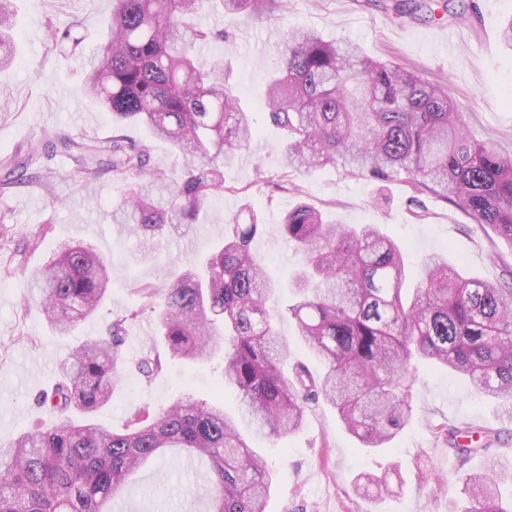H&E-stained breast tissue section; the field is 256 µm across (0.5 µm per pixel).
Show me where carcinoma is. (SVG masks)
<instances>
[{"mask_svg": "<svg viewBox=\"0 0 512 512\" xmlns=\"http://www.w3.org/2000/svg\"><path fill=\"white\" fill-rule=\"evenodd\" d=\"M204 0H112V16L86 58L82 91L112 117L117 133L102 140L84 133L48 138L22 160L3 162L0 192L58 149L78 173L96 181L112 172L135 179L112 209V222L130 224L145 248L167 225L196 218L224 191V161L256 135L221 62L206 66L196 47L209 32L193 17ZM233 19L272 17L280 0H222ZM430 8L394 0L401 18ZM14 0H0V69L15 59ZM57 48L77 49L78 26H47ZM271 124L288 132L282 167L298 173L341 164L354 174L387 182L406 174L416 192L431 194L490 228L512 247V155L470 135L448 87L429 83L398 64L367 56L312 29L288 28L280 62L266 93ZM136 123L170 143L183 161L175 185L146 169L148 148L118 133ZM250 206L227 220L224 239L203 260L161 291L148 283L136 293L157 312L165 354L136 363L151 380L164 357L204 363L224 354V384L237 395L234 418L219 404L181 399L150 413L140 409L122 431L96 424L93 413L112 400L124 364L127 325L139 307L112 315L105 333L77 347L59 366L60 380L37 402L61 419L0 445V512H112L127 477L166 448L207 460L212 512H266L272 474L238 429L279 439L298 430L306 406L324 400L363 448H384L411 418L417 365L445 368L469 380L502 412L512 411V288L465 277L446 254L425 258L413 293L398 241L374 224H327L319 209L298 202L280 230L301 255L288 288L290 308L307 350L324 366L316 377L303 365L286 377V344L266 308L274 291L251 251L261 233ZM106 259L88 244L67 245L33 279L36 302L52 329L68 334L98 311L110 290ZM448 454L465 462L485 455L491 433L473 439L463 427H437ZM459 497L448 512H512L502 483L512 464L494 458L479 472L457 475Z\"/></svg>", "mask_w": 512, "mask_h": 512, "instance_id": "obj_1", "label": "carcinoma"}]
</instances>
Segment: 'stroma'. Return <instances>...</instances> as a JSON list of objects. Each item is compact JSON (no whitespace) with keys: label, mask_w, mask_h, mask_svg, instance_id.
Segmentation results:
<instances>
[{"label":"stroma","mask_w":512,"mask_h":512,"mask_svg":"<svg viewBox=\"0 0 512 512\" xmlns=\"http://www.w3.org/2000/svg\"><path fill=\"white\" fill-rule=\"evenodd\" d=\"M389 0H287L288 21L312 28L325 39L352 40L371 57L390 59L415 70L423 80L444 83L467 114L472 135L497 140L512 154V47L502 39L512 21V0H477L479 14L464 22L425 17L399 23ZM15 62L0 70V83L12 90V112L0 120V159L24 151L57 133L87 132L111 137L106 112L84 98L79 87L82 63L107 24L111 0H16ZM58 28L79 25L86 39L63 55L45 37L47 23ZM197 25L227 29L226 40L199 45L200 61L224 60L242 103L258 131L249 149L224 167V191L213 196L197 221L167 233L154 251L112 223V208L129 189L125 176L110 173L84 181L71 160L48 161L50 189L28 181L0 194V445L21 434L43 430L55 418L34 404V396L51 389L59 365L86 339L100 335L114 312L135 303L137 284L169 287L191 263L206 255L224 236L227 219L251 205L264 228L253 243L267 275L277 288L268 306L278 316V330L288 342L289 363H304L320 373V363L305 349L288 307V282L300 257L284 240L279 224L296 202L315 204L330 224H383L394 232L417 263L444 253L466 275L512 287V246L441 199L413 196L408 180L379 184L326 165L286 177L281 166L283 132L269 124L263 98L278 61L283 23L278 20L230 21L221 0H206ZM130 141L147 145L149 165L171 181L182 177V161L149 129L130 124L122 129ZM83 242L95 246L112 263V292L97 315L67 335L45 322L28 288L30 280L60 249ZM157 316L144 310L128 331L126 365L111 402L94 420L108 429L122 428L131 411H157L193 397L223 404L236 414L235 393L224 386V361L167 360L151 381L135 364L158 347ZM412 417L385 451L360 447L329 405H310L301 428L277 440L255 442L276 477L266 512H448L460 471L482 469L484 459L467 464L448 454L437 435L440 424L471 426L493 432L489 455L512 462V423L495 405L478 395L460 376L445 370L420 369L412 387ZM205 461L168 460L138 470L113 502L114 512H209ZM435 469L439 480L420 481L422 470ZM363 472L387 475L393 495L378 500L355 492L352 482Z\"/></svg>","instance_id":"stroma-1"}]
</instances>
